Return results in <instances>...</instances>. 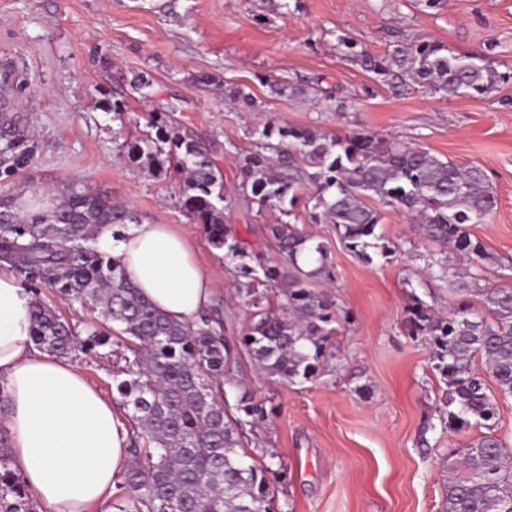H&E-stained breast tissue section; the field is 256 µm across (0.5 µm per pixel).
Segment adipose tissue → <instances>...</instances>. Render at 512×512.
<instances>
[{"instance_id": "obj_1", "label": "adipose tissue", "mask_w": 512, "mask_h": 512, "mask_svg": "<svg viewBox=\"0 0 512 512\" xmlns=\"http://www.w3.org/2000/svg\"><path fill=\"white\" fill-rule=\"evenodd\" d=\"M101 250L119 259L153 305L191 324L208 312L215 272L199 264L170 224L108 226ZM31 292L0 271V393L8 411L11 467L33 491L37 512H112L115 479L131 464V432L112 399L70 359L38 351L30 341Z\"/></svg>"}]
</instances>
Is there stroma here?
Listing matches in <instances>:
<instances>
[{
	"label": "stroma",
	"instance_id": "obj_1",
	"mask_svg": "<svg viewBox=\"0 0 512 512\" xmlns=\"http://www.w3.org/2000/svg\"><path fill=\"white\" fill-rule=\"evenodd\" d=\"M341 34L379 56L391 42L424 36L512 71V0H448L439 10L419 0H0V70L12 75V113L31 136L29 162L0 180V198L20 203L74 185L129 204L139 221L177 225L196 260L220 271L215 304L233 343L249 316L229 301L223 259L182 209L178 181L150 176L128 144L147 134L152 113L169 112L223 171L238 238L268 256L266 227L280 214H257L238 189V160L255 151L256 130L376 132L484 169L497 206L469 230L496 258L483 281L512 286V81L482 97L399 95L345 57ZM141 73L155 82L152 100H129L114 118V97ZM279 83L305 85L310 97L278 92ZM242 94L252 106L239 103ZM369 204L398 247L370 264L333 225L298 220L329 249L334 280L315 291L349 315L318 374L286 383L237 353L243 389L270 410L245 461L273 469L274 512H439L449 448L484 433L476 425L449 432L437 409L444 383L427 345L405 327L413 297L439 316L453 303L424 272L429 243L405 215Z\"/></svg>",
	"mask_w": 512,
	"mask_h": 512
}]
</instances>
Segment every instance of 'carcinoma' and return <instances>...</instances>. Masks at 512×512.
I'll return each instance as SVG.
<instances>
[{
    "label": "carcinoma",
    "mask_w": 512,
    "mask_h": 512,
    "mask_svg": "<svg viewBox=\"0 0 512 512\" xmlns=\"http://www.w3.org/2000/svg\"><path fill=\"white\" fill-rule=\"evenodd\" d=\"M337 41L346 57L396 94L423 88L485 96L512 79L482 55L426 37L397 41L382 56L346 36ZM152 88L150 79L137 76L125 95L145 101ZM150 128L155 134L128 145V155L144 162L153 177L175 175L181 208L203 225L210 247L224 251L235 297L250 317L238 346L266 375L291 384L313 378L340 321L334 304L310 288L317 280L333 281V275L326 245L296 224L298 182L304 179L314 187L307 200L310 220L333 225L360 260L370 264L375 253H395L378 233L382 214L367 203L373 197L412 216L430 245L456 256L454 264L434 252L423 256L427 276L448 283L456 301L442 317L413 296L412 332L423 337L445 384L440 410L448 431L459 433L474 423L491 427L497 398L473 362L481 358L500 394L512 397V288L480 285L479 271L493 257L468 225L486 222L497 204L484 169L444 161L374 132L341 137L310 128L254 130L258 151L240 161L241 189L256 213L274 208L288 217L267 225L284 260H262L227 244L232 203L224 194V174L205 148L170 125L164 112L152 115ZM0 134V177L8 178L30 159L28 136L5 114ZM135 223L127 205L74 185L49 205L33 202L23 212L0 200V268L34 295L31 341L59 357L95 352L114 335L124 342L113 377L132 406V464L123 473L122 492L112 499L113 512H269L271 467L247 464L238 452L256 436L267 411L244 394L228 397L238 386V346L224 339L223 321L212 312L193 325L170 319L139 293L117 259L96 246L102 228ZM43 288L101 309L105 323L81 328L70 322L39 299ZM455 457L463 473L444 486L442 512H512V452L500 439L485 434L449 449L448 458ZM0 512H36L28 487L11 469L2 435Z\"/></svg>",
    "instance_id": "obj_1"
}]
</instances>
